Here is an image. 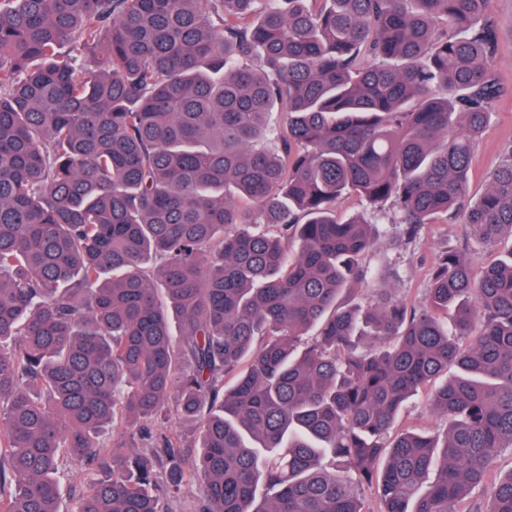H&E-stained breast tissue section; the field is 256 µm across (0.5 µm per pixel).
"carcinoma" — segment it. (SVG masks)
<instances>
[{
	"label": "carcinoma",
	"instance_id": "cac0c4a2",
	"mask_svg": "<svg viewBox=\"0 0 512 512\" xmlns=\"http://www.w3.org/2000/svg\"><path fill=\"white\" fill-rule=\"evenodd\" d=\"M487 4L0 0V512H60L69 462L72 512H512V251L461 255L512 238L511 139L467 198ZM351 194L407 244L463 217L419 301L359 288ZM451 365L448 428L389 439ZM139 422L148 453L101 437ZM85 485L84 466L80 463H69L61 477L62 512L71 509L73 494Z\"/></svg>",
	"mask_w": 512,
	"mask_h": 512
}]
</instances>
